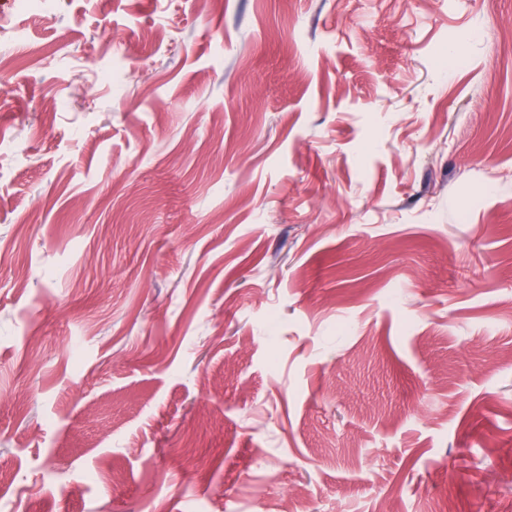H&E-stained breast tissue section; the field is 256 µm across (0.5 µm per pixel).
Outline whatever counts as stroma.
Here are the masks:
<instances>
[{"mask_svg":"<svg viewBox=\"0 0 512 512\" xmlns=\"http://www.w3.org/2000/svg\"><path fill=\"white\" fill-rule=\"evenodd\" d=\"M0 39V512H512V0Z\"/></svg>","mask_w":512,"mask_h":512,"instance_id":"1","label":"stroma"}]
</instances>
